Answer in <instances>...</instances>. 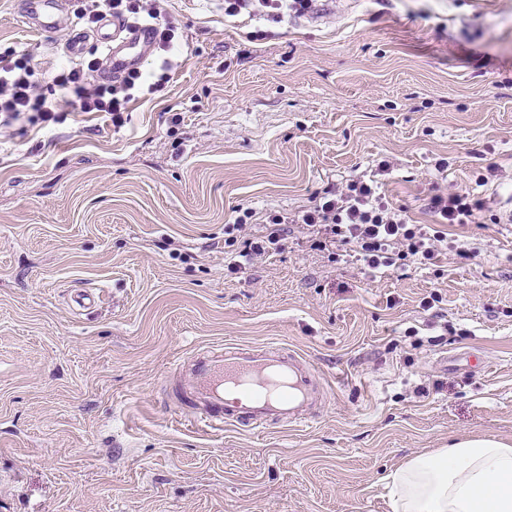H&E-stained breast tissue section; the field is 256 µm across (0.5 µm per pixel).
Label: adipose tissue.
<instances>
[{
	"label": "adipose tissue",
	"mask_w": 512,
	"mask_h": 512,
	"mask_svg": "<svg viewBox=\"0 0 512 512\" xmlns=\"http://www.w3.org/2000/svg\"><path fill=\"white\" fill-rule=\"evenodd\" d=\"M392 512H512V445L462 436L385 477Z\"/></svg>",
	"instance_id": "adipose-tissue-1"
}]
</instances>
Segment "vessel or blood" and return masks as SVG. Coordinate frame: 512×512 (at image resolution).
I'll list each match as a JSON object with an SVG mask.
<instances>
[{"label": "vessel or blood", "mask_w": 512, "mask_h": 512, "mask_svg": "<svg viewBox=\"0 0 512 512\" xmlns=\"http://www.w3.org/2000/svg\"><path fill=\"white\" fill-rule=\"evenodd\" d=\"M27 24L40 32L55 31L59 0H19ZM148 25L128 26L118 19L101 20L92 38L106 46L102 66L113 77L139 67L152 40ZM180 403L192 407L190 420L203 428L268 423L307 425L316 401L327 396V384L300 354L269 343L243 348L224 347L223 354L198 356L190 377L179 387Z\"/></svg>", "instance_id": "1"}]
</instances>
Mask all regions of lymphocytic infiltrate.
Listing matches in <instances>:
<instances>
[{
	"label": "lymphocytic infiltrate",
	"instance_id": "lymphocytic-infiltrate-1",
	"mask_svg": "<svg viewBox=\"0 0 512 512\" xmlns=\"http://www.w3.org/2000/svg\"><path fill=\"white\" fill-rule=\"evenodd\" d=\"M314 0H224V13L239 15L250 9L273 21H282L288 13L304 14ZM123 18L146 14L154 30V44L169 50L176 37L174 19L161 6V0H81L75 11L77 19L92 26L104 14ZM99 59H78L61 67L52 77L57 96H47L33 79L34 57L28 52L7 50L0 53V114L9 117L24 112L37 113L42 121H57L62 112H104L113 125H121L123 114L133 100L136 86L145 82L143 71H131L118 83L91 84L88 75L97 71ZM387 163H379L375 175L355 177L342 186L324 191L319 201L295 213L268 212L271 231L263 238L246 235L251 210H244L234 223L225 225L228 245L242 243L241 257L277 250L289 224L309 227L311 246L330 250L339 246L354 248L373 270L390 268L408 260L436 263L448 248L447 226L476 223L485 207L463 191L438 192L430 196L428 206L439 215L442 229L427 224L410 223L402 209L391 206L379 191V176L387 174Z\"/></svg>",
	"mask_w": 512,
	"mask_h": 512
}]
</instances>
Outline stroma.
<instances>
[{
    "instance_id": "stroma-1",
    "label": "stroma",
    "mask_w": 512,
    "mask_h": 512,
    "mask_svg": "<svg viewBox=\"0 0 512 512\" xmlns=\"http://www.w3.org/2000/svg\"><path fill=\"white\" fill-rule=\"evenodd\" d=\"M64 3L40 33L0 0V51H30L45 91L79 31ZM164 7L170 80L122 125H0V512H391L384 478L415 454L512 444V0H334L280 23ZM384 159L411 223H435L437 191L489 199L457 237L472 261L371 273L292 224L235 265L237 208L259 235L266 210ZM267 342L326 378L313 420L191 426L177 360Z\"/></svg>"
}]
</instances>
